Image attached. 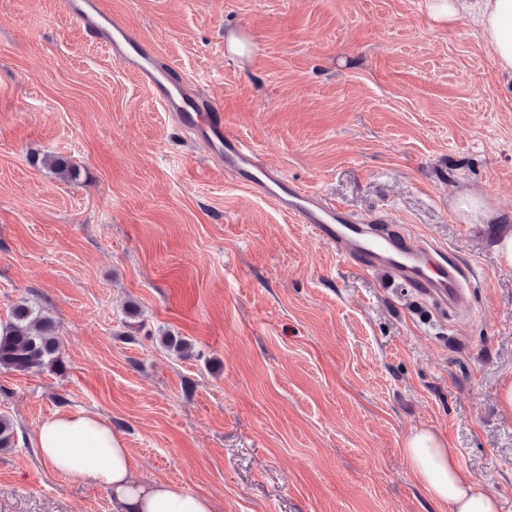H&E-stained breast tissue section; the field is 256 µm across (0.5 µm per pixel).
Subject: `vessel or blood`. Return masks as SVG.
Instances as JSON below:
<instances>
[{
    "mask_svg": "<svg viewBox=\"0 0 512 512\" xmlns=\"http://www.w3.org/2000/svg\"><path fill=\"white\" fill-rule=\"evenodd\" d=\"M64 12L115 61L149 87L163 109L190 131L208 153L223 159L224 173L255 196L272 202L319 240L336 246L365 271L387 269L442 307L465 295L464 272L448 263L445 251L412 235L392 230L388 220L362 219L289 180L224 123L222 106L191 87L180 70L164 60L154 43L107 10L104 0H62Z\"/></svg>",
    "mask_w": 512,
    "mask_h": 512,
    "instance_id": "obj_1",
    "label": "vessel or blood"
}]
</instances>
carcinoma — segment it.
I'll return each mask as SVG.
<instances>
[{"mask_svg":"<svg viewBox=\"0 0 512 512\" xmlns=\"http://www.w3.org/2000/svg\"><path fill=\"white\" fill-rule=\"evenodd\" d=\"M163 347L186 356L191 344L179 336L161 338ZM60 342L54 320L30 301L23 299L14 308L11 320L0 327V367L18 372L30 371L58 361ZM14 443V424L0 415V447Z\"/></svg>","mask_w":512,"mask_h":512,"instance_id":"1","label":"carcinoma"}]
</instances>
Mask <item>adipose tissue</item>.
<instances>
[{
    "instance_id": "1",
    "label": "adipose tissue",
    "mask_w": 512,
    "mask_h": 512,
    "mask_svg": "<svg viewBox=\"0 0 512 512\" xmlns=\"http://www.w3.org/2000/svg\"><path fill=\"white\" fill-rule=\"evenodd\" d=\"M466 8L477 16L495 63L512 71V0H468ZM33 444L50 470L91 478L109 490L116 512H213L210 498L184 485L135 480L130 449L95 413L56 412L39 425ZM404 454L431 497L452 512H499L497 496L478 489L455 449L434 433H413Z\"/></svg>"
}]
</instances>
